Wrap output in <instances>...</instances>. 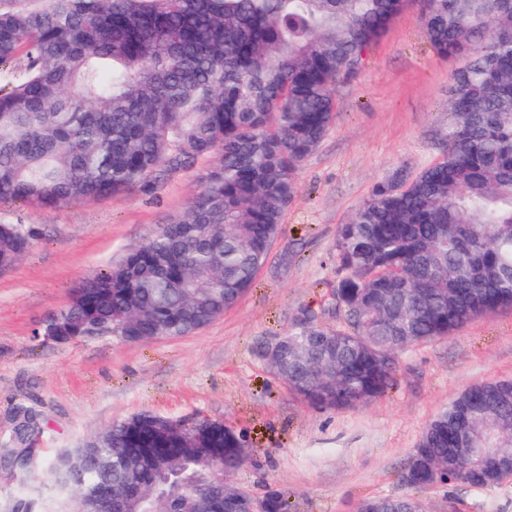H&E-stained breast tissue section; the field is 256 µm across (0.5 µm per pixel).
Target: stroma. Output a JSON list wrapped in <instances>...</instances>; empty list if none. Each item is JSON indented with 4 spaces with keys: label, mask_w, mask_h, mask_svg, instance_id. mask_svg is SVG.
I'll return each instance as SVG.
<instances>
[{
    "label": "stroma",
    "mask_w": 512,
    "mask_h": 512,
    "mask_svg": "<svg viewBox=\"0 0 512 512\" xmlns=\"http://www.w3.org/2000/svg\"><path fill=\"white\" fill-rule=\"evenodd\" d=\"M464 64L428 42L409 6L335 87L336 118L301 166L297 194L252 288L187 336L127 342L117 336L66 344L36 334L87 275L140 245L185 211L200 169L171 177L154 195H115L59 208L0 202V222L40 235L0 272V448L19 399L42 410L38 446L50 457L133 414L185 423L207 418L245 430L251 456L232 483L263 497L281 490L288 512H356L363 501L408 493L427 512H512V481L480 489L401 481L433 416L471 385L512 378V311L473 319L456 334L403 352L395 382L371 403L317 409L289 391L258 354L302 310L344 324L332 289L336 227L396 171L415 176L442 159L448 84Z\"/></svg>",
    "instance_id": "obj_1"
}]
</instances>
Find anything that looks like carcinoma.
I'll return each instance as SVG.
<instances>
[{"label":"carcinoma","instance_id":"1","mask_svg":"<svg viewBox=\"0 0 512 512\" xmlns=\"http://www.w3.org/2000/svg\"><path fill=\"white\" fill-rule=\"evenodd\" d=\"M408 0H0V201L60 207L119 193L150 195L206 161L186 210L104 273L87 276L61 317L116 336L191 334L253 285L297 192V175L336 117V80L359 61ZM428 41L468 63L448 87L445 157L414 178L378 184L337 228L333 296L346 326L312 311L288 335L315 352L288 357L277 378L316 408L369 403L394 380L396 354L448 337L475 317L512 309V0H418ZM27 224L0 223V272L35 240ZM426 426L413 457L417 487L483 480L482 454L448 461L459 399ZM512 437V397L476 405L472 437ZM139 413L79 449L39 457L43 413L13 410L0 472L17 486L0 512H47L29 490L45 470L56 496L77 503L112 489L107 512H220L252 495L213 483L248 458L245 433L200 419ZM134 489L150 491L141 502Z\"/></svg>","mask_w":512,"mask_h":512}]
</instances>
